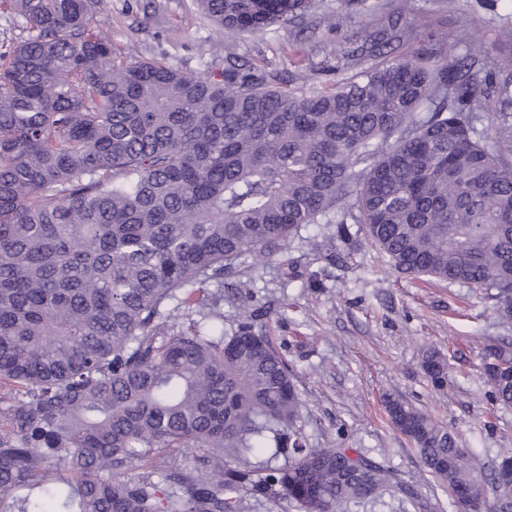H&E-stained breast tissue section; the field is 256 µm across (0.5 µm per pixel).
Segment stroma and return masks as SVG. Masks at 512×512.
<instances>
[{
    "mask_svg": "<svg viewBox=\"0 0 512 512\" xmlns=\"http://www.w3.org/2000/svg\"><path fill=\"white\" fill-rule=\"evenodd\" d=\"M106 0L98 31L118 59L158 60L206 73L233 51L279 72L289 87L326 86L352 76L364 29L384 13L445 38L448 55L485 49L491 61L512 30V0H314L292 26L227 36L201 14L196 0ZM309 224L284 254L246 261L228 281L246 300L221 297L224 333L233 335L242 306L259 310L256 332L287 360L303 402L293 426L312 448L357 449L391 470L425 502L424 512H448V491L422 465L416 447L391 424L386 400L403 398L451 431L471 464L489 470L512 453V406L491 401L484 370L491 345L512 341L490 292L401 274L360 225ZM448 359V383L434 389L422 367L425 349Z\"/></svg>",
    "mask_w": 512,
    "mask_h": 512,
    "instance_id": "stroma-1",
    "label": "stroma"
}]
</instances>
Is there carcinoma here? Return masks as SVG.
Here are the masks:
<instances>
[{"instance_id":"cac0c4a2","label":"carcinoma","mask_w":512,"mask_h":512,"mask_svg":"<svg viewBox=\"0 0 512 512\" xmlns=\"http://www.w3.org/2000/svg\"><path fill=\"white\" fill-rule=\"evenodd\" d=\"M198 2L227 34L311 6ZM102 3L10 0L28 35L0 52V379L22 398L0 428V512H350L385 493L421 512L381 463L290 433L302 403L287 361L251 311L224 335L209 286L334 220L362 225L401 273L493 292L511 322L512 70L479 79L477 54L450 59L387 19L365 30L366 66L325 87H282L231 53L190 74L117 59L91 27ZM477 112L496 114L494 137ZM491 353L492 398L511 406L512 350ZM422 367L447 383L439 352ZM386 407L455 512L485 483L512 504L450 431L398 397ZM168 448L202 455L154 465Z\"/></svg>"}]
</instances>
